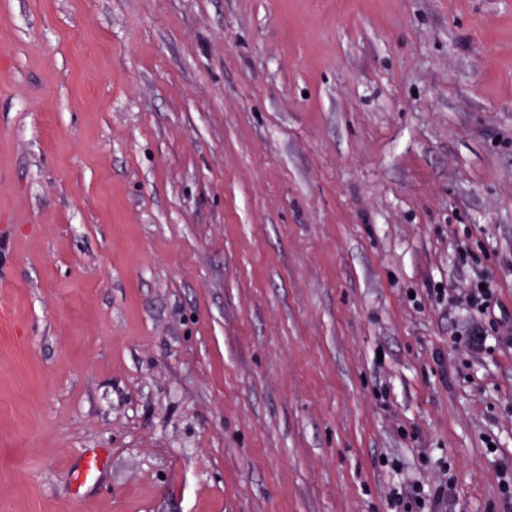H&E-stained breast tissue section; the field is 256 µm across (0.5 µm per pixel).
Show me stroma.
<instances>
[{
    "label": "stroma",
    "mask_w": 512,
    "mask_h": 512,
    "mask_svg": "<svg viewBox=\"0 0 512 512\" xmlns=\"http://www.w3.org/2000/svg\"><path fill=\"white\" fill-rule=\"evenodd\" d=\"M477 272L512 0H0V512H512ZM483 284V288H480ZM497 297L487 279L476 280L468 292L448 295V309L465 312L463 323L453 341L466 345L473 353L490 350V338L497 342L498 324L495 314ZM422 499V502H418ZM444 499L442 488L425 490L420 486L400 484L388 493L390 512H442Z\"/></svg>",
    "instance_id": "obj_1"
}]
</instances>
